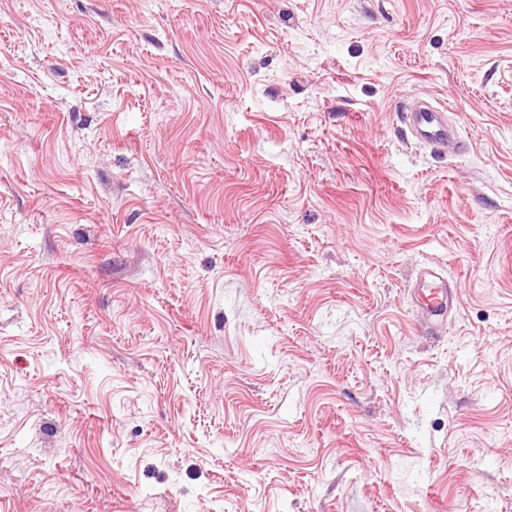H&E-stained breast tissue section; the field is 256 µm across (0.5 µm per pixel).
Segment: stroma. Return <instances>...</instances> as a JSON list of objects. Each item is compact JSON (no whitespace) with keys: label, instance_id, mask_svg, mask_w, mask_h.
<instances>
[{"label":"stroma","instance_id":"obj_1","mask_svg":"<svg viewBox=\"0 0 512 512\" xmlns=\"http://www.w3.org/2000/svg\"><path fill=\"white\" fill-rule=\"evenodd\" d=\"M0 512H512V0H0ZM405 113L406 126L418 144L439 153H446L448 146H463L457 127L448 122L444 110L423 105ZM415 288L424 298L421 301L422 325L431 328L447 322L448 310L453 309L457 297V292L448 285V280L428 266L421 270Z\"/></svg>","mask_w":512,"mask_h":512}]
</instances>
